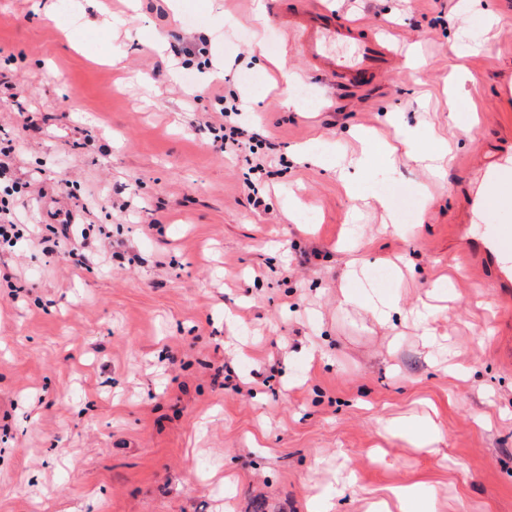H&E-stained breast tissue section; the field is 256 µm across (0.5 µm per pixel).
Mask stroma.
<instances>
[{"label": "stroma", "mask_w": 512, "mask_h": 512, "mask_svg": "<svg viewBox=\"0 0 512 512\" xmlns=\"http://www.w3.org/2000/svg\"><path fill=\"white\" fill-rule=\"evenodd\" d=\"M72 3L0 0V139L44 187L0 248V512H366L398 485L409 512H512V301L458 241L481 167L512 160V0ZM308 7L392 38L389 70L316 73L277 21ZM232 72L261 78L238 88L272 172L258 207L207 129ZM362 150L353 194L333 168ZM381 184L406 195L365 205ZM69 216L77 270L40 243Z\"/></svg>", "instance_id": "obj_1"}]
</instances>
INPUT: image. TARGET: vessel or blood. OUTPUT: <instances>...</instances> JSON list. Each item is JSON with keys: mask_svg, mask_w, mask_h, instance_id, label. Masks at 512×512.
<instances>
[{"mask_svg": "<svg viewBox=\"0 0 512 512\" xmlns=\"http://www.w3.org/2000/svg\"><path fill=\"white\" fill-rule=\"evenodd\" d=\"M289 23L297 34V42L313 69L331 76L337 83L363 86L384 72L392 63L394 51L383 37L337 18L332 12L318 7L301 10ZM354 47L353 56L331 51V44ZM478 271L495 269L499 285L512 292V225L499 224L483 238L472 239L467 248Z\"/></svg>", "mask_w": 512, "mask_h": 512, "instance_id": "obj_1", "label": "vessel or blood"}]
</instances>
